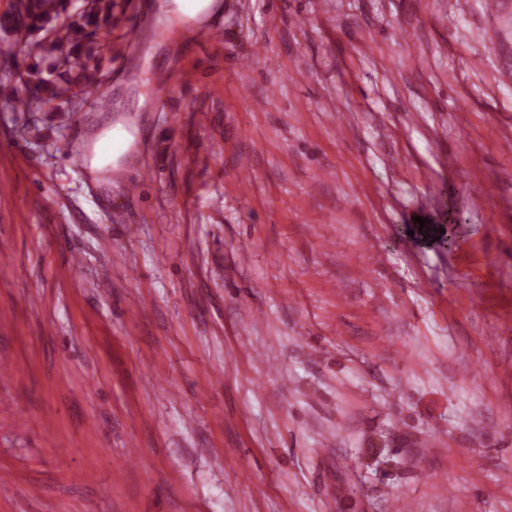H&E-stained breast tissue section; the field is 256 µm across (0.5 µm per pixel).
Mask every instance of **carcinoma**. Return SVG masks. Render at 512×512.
<instances>
[{"label":"carcinoma","mask_w":512,"mask_h":512,"mask_svg":"<svg viewBox=\"0 0 512 512\" xmlns=\"http://www.w3.org/2000/svg\"><path fill=\"white\" fill-rule=\"evenodd\" d=\"M21 22L3 25L4 39L14 47V63L33 60L24 72H0V86L23 79L17 102L24 112H38L44 103L66 92L71 83L82 91L96 87L90 72L95 59L96 31L112 22V0H85L70 7V0H19Z\"/></svg>","instance_id":"1"}]
</instances>
